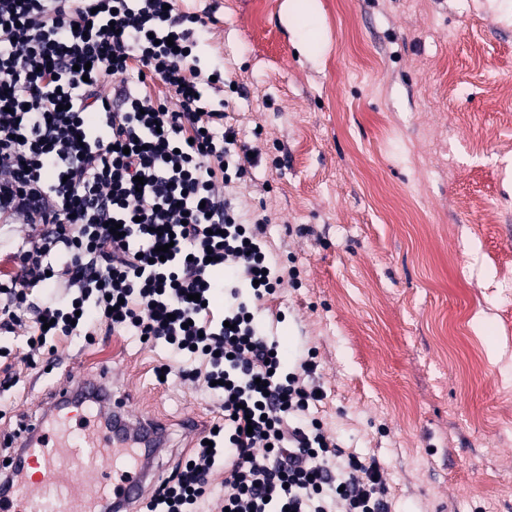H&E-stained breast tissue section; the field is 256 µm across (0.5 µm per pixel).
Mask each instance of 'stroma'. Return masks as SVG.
Returning <instances> with one entry per match:
<instances>
[{
	"instance_id": "35a3bbf8",
	"label": "stroma",
	"mask_w": 512,
	"mask_h": 512,
	"mask_svg": "<svg viewBox=\"0 0 512 512\" xmlns=\"http://www.w3.org/2000/svg\"><path fill=\"white\" fill-rule=\"evenodd\" d=\"M179 0L209 13L202 59L236 89L229 121L256 163L229 194L265 222L285 276L257 303L289 361L313 353L309 415L375 459L390 512H512V0ZM0 336V432L38 416L72 372L164 421L154 481L222 419L203 383L157 371L162 345L106 334L21 357Z\"/></svg>"
}]
</instances>
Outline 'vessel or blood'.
Returning a JSON list of instances; mask_svg holds the SVG:
<instances>
[{"label": "vessel or blood", "mask_w": 512, "mask_h": 512, "mask_svg": "<svg viewBox=\"0 0 512 512\" xmlns=\"http://www.w3.org/2000/svg\"><path fill=\"white\" fill-rule=\"evenodd\" d=\"M52 409L67 410L65 427L50 429L42 417L14 439V479L0 483V512H138L141 461L165 447V425L132 419L111 388L80 374Z\"/></svg>", "instance_id": "b4317fda"}]
</instances>
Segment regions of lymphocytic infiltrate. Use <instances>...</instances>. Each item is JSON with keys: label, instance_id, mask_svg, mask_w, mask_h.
<instances>
[{"label": "lymphocytic infiltrate", "instance_id": "lymphocytic-infiltrate-1", "mask_svg": "<svg viewBox=\"0 0 512 512\" xmlns=\"http://www.w3.org/2000/svg\"><path fill=\"white\" fill-rule=\"evenodd\" d=\"M206 28L176 0H0V332L36 352L99 322L193 360L182 376L224 421L149 512H200L223 465L229 512H389L376 462L304 425L314 362L283 372L238 300L235 281L259 299L283 277L228 195L250 157L230 149L228 102L203 96L224 85L198 54Z\"/></svg>", "mask_w": 512, "mask_h": 512}]
</instances>
